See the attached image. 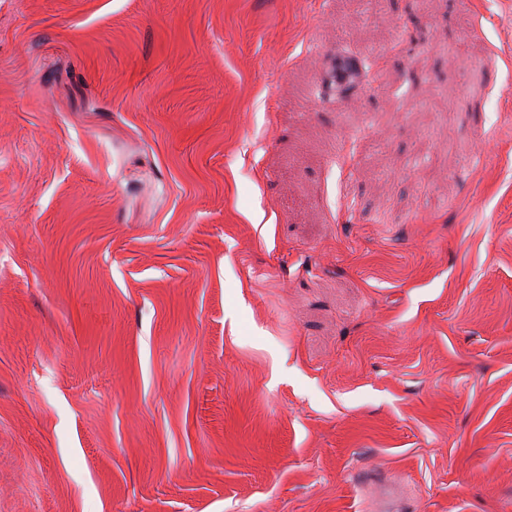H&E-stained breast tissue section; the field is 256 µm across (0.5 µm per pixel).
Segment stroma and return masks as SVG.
<instances>
[{"instance_id": "1", "label": "stroma", "mask_w": 512, "mask_h": 512, "mask_svg": "<svg viewBox=\"0 0 512 512\" xmlns=\"http://www.w3.org/2000/svg\"><path fill=\"white\" fill-rule=\"evenodd\" d=\"M372 476L512 512V0H0V512Z\"/></svg>"}]
</instances>
